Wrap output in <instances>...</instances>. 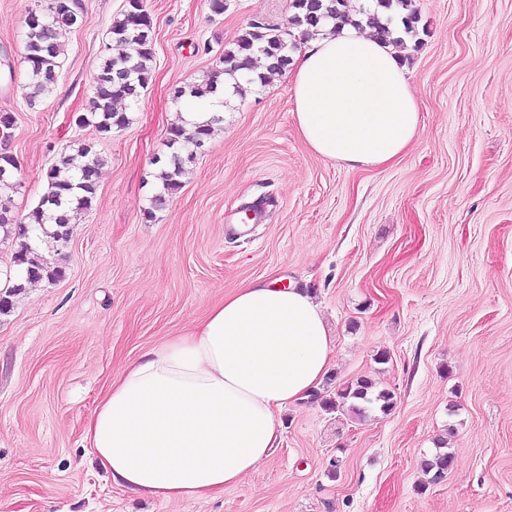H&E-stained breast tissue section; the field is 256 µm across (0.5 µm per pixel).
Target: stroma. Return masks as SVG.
Segmentation results:
<instances>
[{
    "label": "stroma",
    "instance_id": "stroma-1",
    "mask_svg": "<svg viewBox=\"0 0 512 512\" xmlns=\"http://www.w3.org/2000/svg\"><path fill=\"white\" fill-rule=\"evenodd\" d=\"M36 2L0 0L14 216L27 217L75 143L94 142L103 165L68 243L32 241L63 278L26 285L0 316V512H512V0H414L418 36L402 50L422 130L399 161L349 169L312 153L286 70L226 100L158 210L155 160L185 107L177 90L218 68L252 19L288 26L291 0H228L219 16L209 0H145L151 77L128 125L106 137L73 118L89 108L125 0H82L59 80L31 104L24 16ZM259 202L261 219L247 222L243 206ZM245 222L249 234L226 235ZM273 277L320 302L333 384L371 378L394 392L393 410L290 406L280 448L213 499L114 486L84 433L116 373ZM441 436L456 463L426 486L421 463Z\"/></svg>",
    "mask_w": 512,
    "mask_h": 512
}]
</instances>
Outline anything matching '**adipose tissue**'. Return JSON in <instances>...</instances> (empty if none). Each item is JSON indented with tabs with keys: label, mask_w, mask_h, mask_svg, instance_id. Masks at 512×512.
I'll return each mask as SVG.
<instances>
[{
	"label": "adipose tissue",
	"mask_w": 512,
	"mask_h": 512,
	"mask_svg": "<svg viewBox=\"0 0 512 512\" xmlns=\"http://www.w3.org/2000/svg\"><path fill=\"white\" fill-rule=\"evenodd\" d=\"M297 130L349 168L400 158L421 116L397 49L373 29L324 25L293 74ZM332 346L307 292L253 282L185 336L127 364L93 411L85 441L115 485L162 501L223 492L281 445L279 414L322 384Z\"/></svg>",
	"instance_id": "ef3b65f1"
}]
</instances>
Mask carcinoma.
I'll list each match as a JSON object with an SVG mask.
<instances>
[{"label":"carcinoma","mask_w":512,"mask_h":512,"mask_svg":"<svg viewBox=\"0 0 512 512\" xmlns=\"http://www.w3.org/2000/svg\"><path fill=\"white\" fill-rule=\"evenodd\" d=\"M378 7L385 10L402 11L400 22L403 33L418 35L417 11L413 0H376ZM294 13L290 18L292 28L303 38L313 37L319 32L323 22L330 20L336 29L346 24L361 28L368 25L378 29V35L388 42H403L400 37H392V31L381 24L377 14L363 12L365 22L353 21L349 0H291ZM144 5L139 0H125L120 14L109 27L108 54L102 59L93 77V96L89 113L76 117L75 123L85 126L95 124L101 135H108L114 129H121L129 123L127 109L136 103L147 87L151 75L150 63L153 59L152 21L142 14ZM80 16L74 11L59 10L42 26L43 33L27 35L23 63L27 76V99L34 104L38 98L47 95L55 87L60 69V56L63 45L60 38L63 32L79 23ZM298 43L287 41L280 29L253 20L238 36L234 46L224 50L220 58L223 67L214 70L207 79L178 91L177 98L187 103H202L216 93L220 77L226 75L235 81L234 91L244 92V85L263 83L267 76L286 70L291 63L290 53ZM214 133V122L186 128L176 125L170 128L167 147L169 156L158 158L156 179L161 184L160 191L153 197L152 206L160 209L166 203V196L180 186V177L188 165L195 162V148L206 142ZM102 160L89 141L77 143L75 153L66 155L47 169L45 180L47 192L38 205L27 216V223L17 225L21 238L19 250L15 252L14 263L20 267V281L0 289V316L11 312L13 297L23 288V282L46 279L56 281L64 276L60 266L52 265L44 259L31 256V246L27 242L35 227L54 225L51 232L43 231V236L58 243L68 238L71 224L77 215L92 208L98 191L99 171ZM13 157L0 154V191L13 189ZM338 401L325 399L323 407L328 411L349 405L351 412L361 418L373 406L388 412L395 406V395L389 389H376L368 378H360L347 383L337 390ZM455 465L454 453L448 450L444 438L437 441L435 453L422 463V470L428 482L434 483Z\"/></svg>","instance_id":"carcinoma-1"}]
</instances>
